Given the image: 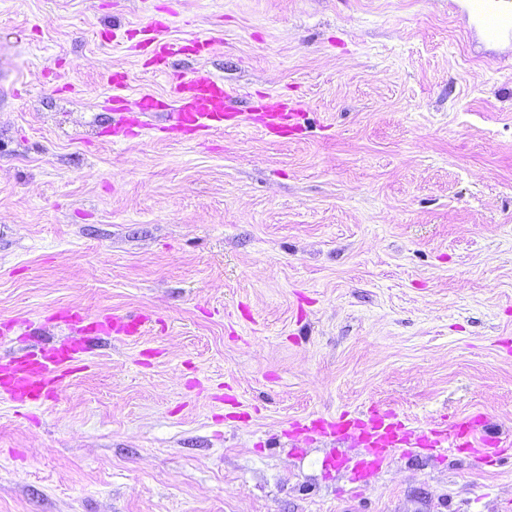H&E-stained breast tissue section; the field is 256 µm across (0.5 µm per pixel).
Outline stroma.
Masks as SVG:
<instances>
[{
	"label": "stroma",
	"instance_id": "stroma-1",
	"mask_svg": "<svg viewBox=\"0 0 512 512\" xmlns=\"http://www.w3.org/2000/svg\"><path fill=\"white\" fill-rule=\"evenodd\" d=\"M155 22L201 50L155 66ZM201 69L237 113L174 133ZM105 314L146 323L0 398V512H512V448L358 478L362 443L293 434L512 433V46L448 0H0V359ZM305 112H294L288 110L285 106L276 104L270 106L267 112H264V127L271 133L286 135L294 132L301 127V120L306 118ZM341 415L329 423L331 433L342 436H356L374 451L375 463L410 444L412 434L405 431L396 417L387 411L373 408L367 415L347 419Z\"/></svg>",
	"mask_w": 512,
	"mask_h": 512
}]
</instances>
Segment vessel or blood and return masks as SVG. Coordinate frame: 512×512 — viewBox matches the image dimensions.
Returning <instances> with one entry per match:
<instances>
[{"instance_id":"b4317fda","label":"vessel or blood","mask_w":512,"mask_h":512,"mask_svg":"<svg viewBox=\"0 0 512 512\" xmlns=\"http://www.w3.org/2000/svg\"><path fill=\"white\" fill-rule=\"evenodd\" d=\"M469 21L471 29L484 39L512 45V0H464L457 5ZM179 102L174 112V129L216 131L223 129L229 117L230 95L209 75L198 73L180 79L176 85ZM305 115L276 104L263 115L265 128L285 135L299 129ZM145 322L144 316H102L96 328L118 335H137ZM74 369V351L61 348L48 351L42 359H26L7 365V376L0 380V396L16 403L36 402L56 396L61 376ZM479 422L448 424L432 429L434 445L467 448L478 454L487 464H495L504 454L500 444H490L479 433ZM332 434L355 436L371 448L377 460L387 457L409 443L423 444V437H411L395 416L387 411L371 409L367 415L355 418L339 416L331 422Z\"/></svg>"}]
</instances>
